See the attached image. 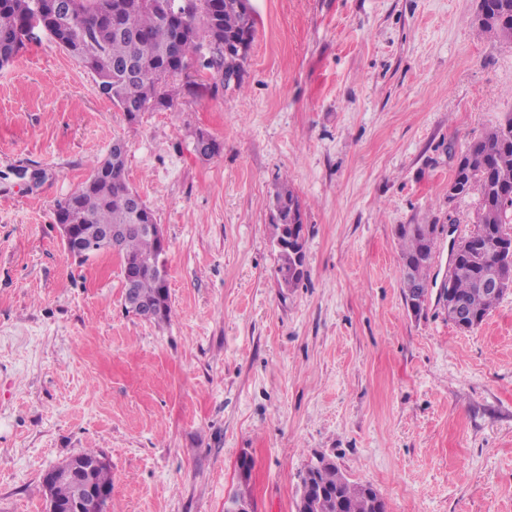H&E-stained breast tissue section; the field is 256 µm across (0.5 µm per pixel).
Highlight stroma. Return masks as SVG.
Segmentation results:
<instances>
[{"label": "stroma", "instance_id": "35a3bbf8", "mask_svg": "<svg viewBox=\"0 0 512 512\" xmlns=\"http://www.w3.org/2000/svg\"><path fill=\"white\" fill-rule=\"evenodd\" d=\"M249 3L241 84L190 64L133 121L49 35L0 67V512H46L45 473L89 449L111 512H224L238 491L296 512L318 455L387 512H512V291L459 331L443 247L413 317L396 237L473 231L448 183L512 113V46L480 34L478 0ZM118 139L166 240L162 323L127 312L116 254L78 262L54 219ZM284 181L307 227L293 288ZM274 211L273 215V236L276 238L283 234L293 235L297 240H301L298 252L299 255L295 257L288 251H296L298 246L294 244V238H290L288 244L283 238L276 239V245L279 249L285 251L279 252V265L277 268V275L282 284L288 288L294 287L303 277L304 274V261H305V229L302 221L301 206L298 197L288 189V186L280 184L274 193Z\"/></svg>", "mask_w": 512, "mask_h": 512}]
</instances>
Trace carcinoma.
<instances>
[{
  "mask_svg": "<svg viewBox=\"0 0 512 512\" xmlns=\"http://www.w3.org/2000/svg\"><path fill=\"white\" fill-rule=\"evenodd\" d=\"M44 0H0V66L9 63L29 39L28 31L47 16L40 12ZM58 10L69 21H59L53 38L62 46L80 49L79 61L96 77L104 96L134 120L141 112L169 106L166 87L169 78L181 73L194 59L203 70L226 80L241 82L255 37V18L242 10V0H56ZM491 19L479 23L482 31L512 44V0H485ZM119 16L131 28L129 33L114 30ZM195 149L202 157L220 152V144L204 132L198 133ZM126 152L109 157L93 172L92 178L57 205L56 219L62 224L84 225L91 229L126 224H153L155 218L126 179ZM455 194L451 200L475 197V229L461 239L462 249L450 259L452 276L443 285V294L464 299L472 315V327L481 325L494 305L512 289V279L502 290L492 292L476 287L477 281L493 265L512 255L499 254L498 241L512 234V114L484 138L467 146L460 155L451 179ZM273 234L288 233L305 240L298 197L286 185L274 193ZM439 225L402 224L396 230L401 243V288L405 303L418 298L415 290L430 286L433 255L439 244ZM279 252L277 275L282 284L294 287L303 277L305 252ZM165 251L160 241L147 233L122 237L121 273L139 266L135 284L137 299L143 304L164 303V311L154 316L162 322L170 314L167 265L159 263ZM413 263L406 269V262ZM322 466H308L299 475L303 492L297 512H378L371 506L377 491L370 484L349 480L336 463L326 457ZM94 487L112 489L110 466H100L92 475ZM57 512H74L72 504L80 492L73 480L57 481L51 488Z\"/></svg>",
  "mask_w": 512,
  "mask_h": 512,
  "instance_id": "cac0c4a2",
  "label": "carcinoma"
}]
</instances>
